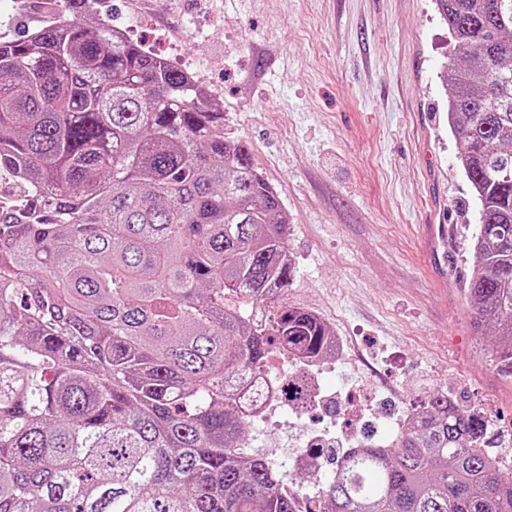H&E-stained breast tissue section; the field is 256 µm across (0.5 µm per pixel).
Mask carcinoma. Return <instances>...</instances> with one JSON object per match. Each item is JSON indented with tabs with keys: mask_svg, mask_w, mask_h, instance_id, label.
<instances>
[{
	"mask_svg": "<svg viewBox=\"0 0 512 512\" xmlns=\"http://www.w3.org/2000/svg\"><path fill=\"white\" fill-rule=\"evenodd\" d=\"M63 0L0 39V512H299L237 456L246 378L333 330L280 299L288 215L186 73ZM457 162L480 206L464 292L512 377V0H432ZM304 380L285 399L306 404ZM486 418L427 396L392 447L347 455L319 512H512Z\"/></svg>",
	"mask_w": 512,
	"mask_h": 512,
	"instance_id": "cac0c4a2",
	"label": "carcinoma"
}]
</instances>
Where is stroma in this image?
Listing matches in <instances>:
<instances>
[{"label": "stroma", "instance_id": "35a3bbf8", "mask_svg": "<svg viewBox=\"0 0 512 512\" xmlns=\"http://www.w3.org/2000/svg\"><path fill=\"white\" fill-rule=\"evenodd\" d=\"M10 4L0 36L51 19ZM112 27L197 73L288 214L296 272L284 292L350 343L329 406L291 428L353 432L359 402L405 409L442 392L492 424L512 462V380L475 334L463 288L478 206L456 160L440 80L451 45L431 0H95ZM427 224L454 230L447 256Z\"/></svg>", "mask_w": 512, "mask_h": 512}]
</instances>
